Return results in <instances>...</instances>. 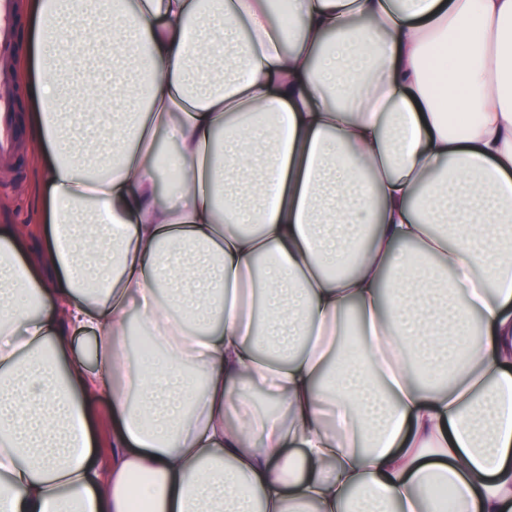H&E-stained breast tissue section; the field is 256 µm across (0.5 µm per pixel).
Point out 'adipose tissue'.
<instances>
[{
	"instance_id": "ef3b65f1",
	"label": "adipose tissue",
	"mask_w": 512,
	"mask_h": 512,
	"mask_svg": "<svg viewBox=\"0 0 512 512\" xmlns=\"http://www.w3.org/2000/svg\"><path fill=\"white\" fill-rule=\"evenodd\" d=\"M24 10L44 230L0 224V512H512V0ZM111 409L107 400L98 402L95 410V430L99 442L97 448L102 458H110L112 448H109V431L111 428Z\"/></svg>"
}]
</instances>
